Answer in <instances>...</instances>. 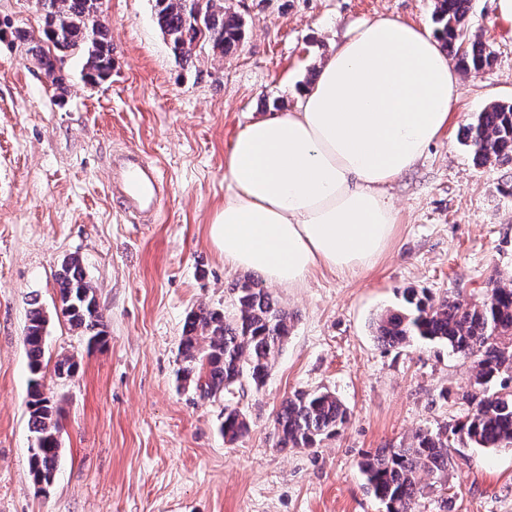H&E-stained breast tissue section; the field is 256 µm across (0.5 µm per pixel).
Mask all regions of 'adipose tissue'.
Returning <instances> with one entry per match:
<instances>
[{
  "label": "adipose tissue",
  "instance_id": "obj_1",
  "mask_svg": "<svg viewBox=\"0 0 512 512\" xmlns=\"http://www.w3.org/2000/svg\"><path fill=\"white\" fill-rule=\"evenodd\" d=\"M461 93L427 28L377 17L346 36L294 108L237 134L209 229L225 264L288 288L320 266L371 267L397 222L387 187L445 130Z\"/></svg>",
  "mask_w": 512,
  "mask_h": 512
}]
</instances>
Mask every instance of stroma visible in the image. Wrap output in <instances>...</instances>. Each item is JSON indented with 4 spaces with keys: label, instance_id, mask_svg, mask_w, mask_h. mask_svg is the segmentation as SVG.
I'll list each match as a JSON object with an SVG mask.
<instances>
[{
    "label": "stroma",
    "instance_id": "obj_1",
    "mask_svg": "<svg viewBox=\"0 0 512 512\" xmlns=\"http://www.w3.org/2000/svg\"><path fill=\"white\" fill-rule=\"evenodd\" d=\"M241 15L238 52L177 61L152 0H105L114 69L90 86L65 58L58 102L23 49L0 42V512H385L359 464L419 429L463 421L471 362L447 345L383 346L372 332L406 288L482 302L492 275L512 279V163L474 161L463 129L512 102V31L495 0H471L469 27L495 53L463 76L447 128L388 190L398 213L370 268L312 272L269 285L293 317L261 390L238 401L249 433L225 442L224 399L180 381L187 315L227 310L248 274L224 263L209 224L224 205V159L250 121L294 105L346 34L378 16L434 28L435 0H224ZM139 150L164 172L160 218L126 215L108 189V158ZM79 256L106 326L104 344L57 315L55 274ZM50 317L43 391L58 407L62 450L47 491L29 476L27 302ZM64 356L70 376L54 373ZM334 393L350 410L314 448L276 445L273 418L294 391ZM449 398H442V391ZM453 512H512V447L453 446Z\"/></svg>",
    "mask_w": 512,
    "mask_h": 512
}]
</instances>
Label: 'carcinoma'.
I'll return each mask as SVG.
<instances>
[{"mask_svg":"<svg viewBox=\"0 0 512 512\" xmlns=\"http://www.w3.org/2000/svg\"><path fill=\"white\" fill-rule=\"evenodd\" d=\"M40 14L38 30L0 28V41L25 49L50 80L55 94L68 93L63 58L82 61L85 83L98 85L112 78V40L109 24L97 0H33ZM153 15L176 60L188 63L202 52L224 57L237 51L244 37L242 18L224 0H203L200 17L195 0H152ZM470 0H436L437 33L464 72L490 66L494 52L471 32L467 17ZM463 142L474 158L512 162V104L494 103L476 113L465 127ZM56 283L60 311L72 327L99 344L105 336L95 290L76 256L63 260ZM232 311L200 309L185 321L180 343L183 380L192 383L201 399L225 395L242 383L260 389L288 341L292 317L258 283L243 280L232 289ZM404 305L387 309L373 322L379 342L402 347L416 340L448 344L452 352L472 360L470 389L461 394L470 409L452 431H417L411 442L382 448L360 465L368 489L386 512H415L418 501L431 491L447 493L450 440L480 448L512 447V287L493 280L481 303L455 297L434 299L407 288ZM49 319L38 298L30 299L24 345L32 378L27 409L30 432L38 444L29 457L35 486H50L61 453L57 410L41 390ZM348 410L328 391H296L283 401L273 420L282 448H314L347 423ZM248 432L243 411L224 405V440L233 443ZM431 482H422L423 477Z\"/></svg>","mask_w":512,"mask_h":512,"instance_id":"1","label":"carcinoma"}]
</instances>
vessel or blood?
Listing matches in <instances>:
<instances>
[{
	"instance_id": "1",
	"label": "vessel or blood",
	"mask_w": 512,
	"mask_h": 512,
	"mask_svg": "<svg viewBox=\"0 0 512 512\" xmlns=\"http://www.w3.org/2000/svg\"><path fill=\"white\" fill-rule=\"evenodd\" d=\"M109 187L123 210L148 218L160 214L161 171L133 149L116 155L109 163Z\"/></svg>"
}]
</instances>
